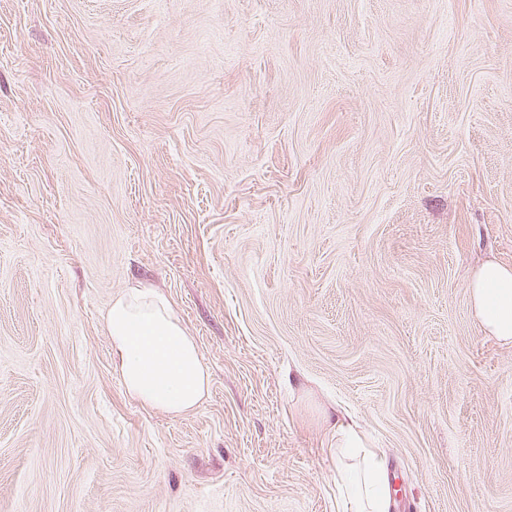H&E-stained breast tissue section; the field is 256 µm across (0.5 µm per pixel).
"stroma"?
Segmentation results:
<instances>
[{
	"label": "stroma",
	"instance_id": "1",
	"mask_svg": "<svg viewBox=\"0 0 512 512\" xmlns=\"http://www.w3.org/2000/svg\"><path fill=\"white\" fill-rule=\"evenodd\" d=\"M512 0H0V512H512ZM159 290L211 377L141 406L103 317ZM470 305L483 332L512 343V267L487 261L472 274ZM330 458L339 477L341 512H389L386 463L378 448L365 439L359 425L337 413L327 430ZM353 460L346 465L344 459Z\"/></svg>",
	"mask_w": 512,
	"mask_h": 512
}]
</instances>
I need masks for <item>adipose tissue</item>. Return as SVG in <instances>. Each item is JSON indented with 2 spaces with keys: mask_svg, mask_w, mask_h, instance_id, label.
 <instances>
[{
  "mask_svg": "<svg viewBox=\"0 0 512 512\" xmlns=\"http://www.w3.org/2000/svg\"><path fill=\"white\" fill-rule=\"evenodd\" d=\"M469 297L483 332L511 344L512 267L483 263L471 276ZM105 327L122 383L143 406L180 414L204 399L210 379L198 345L162 293L147 286L126 289L113 298ZM329 433L341 512H388L390 489L379 450L344 414H337Z\"/></svg>",
  "mask_w": 512,
  "mask_h": 512,
  "instance_id": "obj_1",
  "label": "adipose tissue"
}]
</instances>
